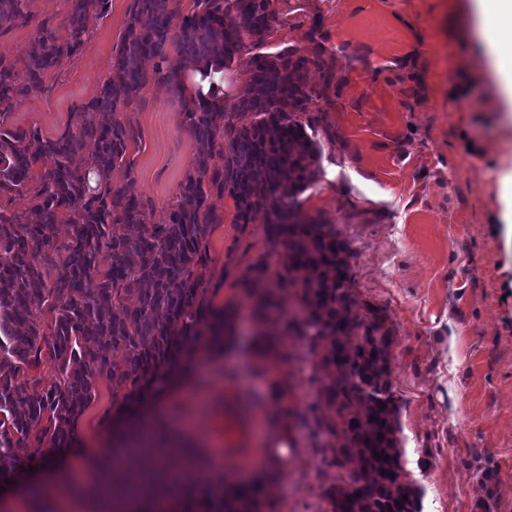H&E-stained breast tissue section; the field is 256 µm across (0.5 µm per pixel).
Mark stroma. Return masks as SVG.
Returning a JSON list of instances; mask_svg holds the SVG:
<instances>
[{
  "label": "stroma",
  "instance_id": "1",
  "mask_svg": "<svg viewBox=\"0 0 512 512\" xmlns=\"http://www.w3.org/2000/svg\"><path fill=\"white\" fill-rule=\"evenodd\" d=\"M32 22L0 35V55L24 68L43 19L63 23L67 0H24ZM130 0L90 13L81 54L64 60L43 94L21 101L10 124L56 137L110 75ZM269 46L312 56L322 47L335 86L314 100L321 147L304 213L336 230L350 253L358 303L389 317L391 380L399 399L403 463L423 490L422 512H512V102L501 93L477 31L472 0H273ZM140 140L131 184L150 223L168 221L195 153L176 94L148 82L122 112ZM206 241V286L215 306L241 311L234 346L193 364L205 401L171 399L168 418L198 450L246 438L289 448L284 481L264 485V512H290L288 484L310 488L315 512L335 483L336 441H311L300 416L320 360L289 321L297 288L285 281V248L261 223L238 224L231 198ZM266 272L253 287L257 262ZM112 391L96 385L74 425L93 456H112ZM493 470L484 487L476 466Z\"/></svg>",
  "mask_w": 512,
  "mask_h": 512
}]
</instances>
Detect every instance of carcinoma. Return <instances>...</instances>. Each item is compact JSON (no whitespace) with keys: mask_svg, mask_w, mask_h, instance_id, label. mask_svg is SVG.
Wrapping results in <instances>:
<instances>
[{"mask_svg":"<svg viewBox=\"0 0 512 512\" xmlns=\"http://www.w3.org/2000/svg\"><path fill=\"white\" fill-rule=\"evenodd\" d=\"M22 4L0 0V34L30 24ZM109 5L68 0L65 25L42 20L22 73L0 56V197L26 195L31 203L21 213L0 209V484L13 480L38 448L68 447L97 380L112 386V403L122 407L151 378L188 376L186 356L195 337L226 346L229 312L213 306L204 282L206 240L217 223L210 200L228 195L236 223L259 219L271 247L287 248L288 282L301 284L313 346L331 344L320 364L319 396L336 419L316 425L335 438L336 457L356 466L323 490L328 512H422L397 436L388 318L374 305L356 306L346 243L300 210L299 196L317 181L320 157L311 135L316 119L304 122L301 115L334 80L322 53L310 58L288 46L256 54L230 108L216 99L187 98L180 70L161 62L169 38L185 62L228 68L244 36L255 48L266 44L271 0H193L184 15L167 9V0H131L112 74L77 113L76 129L51 138L35 126L4 127L20 101L44 92L53 70L80 53L89 13H104ZM148 58L157 59L155 74L181 96L196 141L166 224L149 223L130 188L111 182L115 168L131 170L128 149L139 136L116 115L146 86L142 63ZM311 66L323 73L319 89L307 83ZM57 224L72 227L60 244L53 236ZM117 354L121 368L113 364ZM45 361L55 367L49 381L38 372ZM20 373L27 376L22 383ZM127 414L114 435L136 454L114 452L103 463L112 471V490L162 479L168 492L185 491L154 467L172 436L136 425L133 407ZM259 498L258 488L242 484L233 490L234 504L219 491L203 512H259Z\"/></svg>","mask_w":512,"mask_h":512,"instance_id":"1","label":"carcinoma"}]
</instances>
